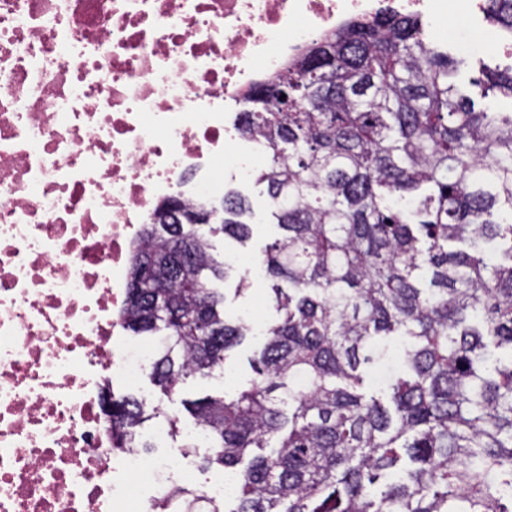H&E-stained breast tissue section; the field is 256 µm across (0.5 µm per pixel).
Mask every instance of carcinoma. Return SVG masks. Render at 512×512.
Instances as JSON below:
<instances>
[{"instance_id":"1","label":"carcinoma","mask_w":512,"mask_h":512,"mask_svg":"<svg viewBox=\"0 0 512 512\" xmlns=\"http://www.w3.org/2000/svg\"><path fill=\"white\" fill-rule=\"evenodd\" d=\"M488 19L512 35V0ZM466 66L421 16L389 12L245 89L277 318L245 386L180 400L207 433L202 469L238 476L224 512H512V110L477 107ZM480 73V98H512V66ZM248 212L227 192L206 233L158 205L142 229L124 320L157 341L149 378L167 395L252 335L211 287L232 266L209 239L248 240ZM157 415L119 397L115 447L148 450ZM187 496L158 512H193Z\"/></svg>"}]
</instances>
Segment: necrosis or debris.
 Returning <instances> with one entry per match:
<instances>
[{
	"label": "necrosis or debris",
	"mask_w": 512,
	"mask_h": 512,
	"mask_svg": "<svg viewBox=\"0 0 512 512\" xmlns=\"http://www.w3.org/2000/svg\"><path fill=\"white\" fill-rule=\"evenodd\" d=\"M463 2L0 0V512H153L190 483L103 410L156 349L122 334L143 225L246 169L224 105L258 75L350 17Z\"/></svg>",
	"instance_id": "necrosis-or-debris-1"
}]
</instances>
